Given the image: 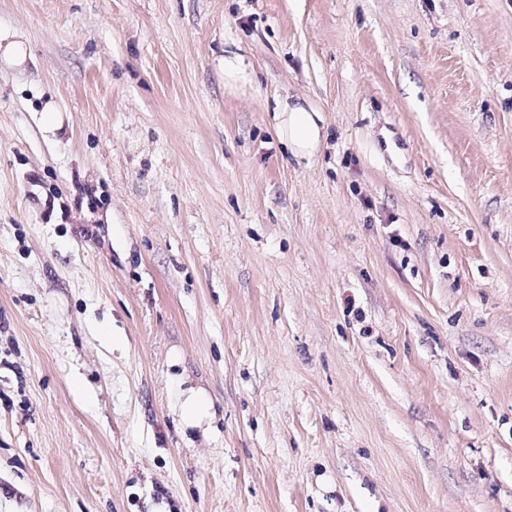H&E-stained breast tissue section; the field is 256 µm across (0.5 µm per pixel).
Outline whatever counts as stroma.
Here are the masks:
<instances>
[{
    "label": "stroma",
    "instance_id": "35a3bbf8",
    "mask_svg": "<svg viewBox=\"0 0 512 512\" xmlns=\"http://www.w3.org/2000/svg\"><path fill=\"white\" fill-rule=\"evenodd\" d=\"M7 33L0 512H512V0H0ZM22 38L21 35L14 34L11 36L12 40L7 42L8 39L0 35V58L2 55L5 62L15 67H21L28 56L27 45ZM253 73L242 55H224V86L246 92L253 87ZM289 95L273 111L275 132L295 157L312 158L318 154L327 134L321 112L299 98ZM178 409L182 422L188 428L210 425L215 418L211 397L203 388L181 389L183 381L178 380Z\"/></svg>",
    "mask_w": 512,
    "mask_h": 512
}]
</instances>
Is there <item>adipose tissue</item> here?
Instances as JSON below:
<instances>
[{
	"label": "adipose tissue",
	"mask_w": 512,
	"mask_h": 512,
	"mask_svg": "<svg viewBox=\"0 0 512 512\" xmlns=\"http://www.w3.org/2000/svg\"><path fill=\"white\" fill-rule=\"evenodd\" d=\"M272 120L278 138L296 157L316 156L327 137L321 112L300 99L279 101ZM178 409L182 422L189 428L211 424L215 418L213 401L200 387L179 390Z\"/></svg>",
	"instance_id": "adipose-tissue-1"
}]
</instances>
